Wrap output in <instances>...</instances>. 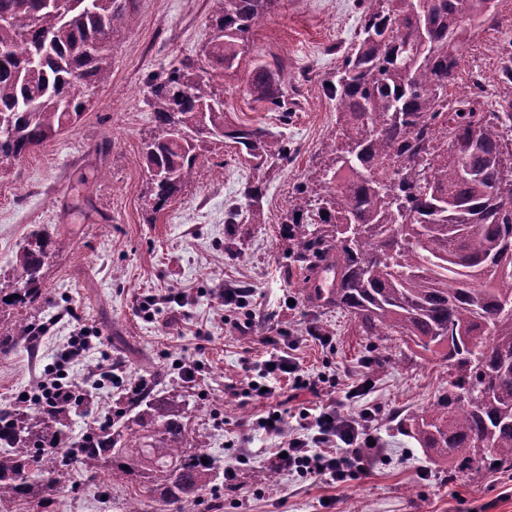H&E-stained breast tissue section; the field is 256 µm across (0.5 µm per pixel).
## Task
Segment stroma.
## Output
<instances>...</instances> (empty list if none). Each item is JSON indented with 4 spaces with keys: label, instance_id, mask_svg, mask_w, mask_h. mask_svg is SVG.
<instances>
[{
    "label": "stroma",
    "instance_id": "obj_1",
    "mask_svg": "<svg viewBox=\"0 0 512 512\" xmlns=\"http://www.w3.org/2000/svg\"><path fill=\"white\" fill-rule=\"evenodd\" d=\"M136 17L112 47V74L92 88V103L63 135L0 164V273L35 226L58 242L44 268V301L28 310L45 324L37 349L17 345L0 355V405L35 394L46 369L82 320L94 347L64 372L88 391L87 413L72 417L81 438L93 421H106L134 379L161 370L159 387L191 394L198 412L190 426L217 463H230L237 478L205 494L190 512H512V471L495 467L449 478L399 427L421 412L448 384V368L432 354L404 350L399 337L363 335L343 312L321 306L304 288L305 273L289 254L294 242L282 232L296 185L323 168L324 146L336 132V112L327 84L341 53L360 26L356 0H281L253 32L234 73L223 80L225 110L253 126L283 132L292 150L286 166L261 171L238 157L232 144L210 143L194 178L161 211L149 204L145 145L156 133L146 97L151 77L178 61L199 58L208 40L213 0H135ZM512 44V0H498L496 23L474 30L461 49L458 74L449 91L469 92L474 72L495 76ZM280 60L279 89L289 113L265 111L250 94L252 62ZM263 180L264 221L226 223L229 207L245 208L247 182ZM246 282L257 307L270 313L268 332L300 336L296 355L310 374L364 373L366 358L379 351L400 353L399 364L376 373L365 401L376 407V434L384 462L368 466L343 485L310 476L280 474L261 487L258 468L269 466L275 446L245 424L262 415L268 401L231 394L244 383L247 366L267 357L256 333L230 326L238 311L225 308L220 289ZM183 294L179 304L143 309L152 296ZM297 306L288 310L285 297ZM331 336L321 345L311 329ZM111 361L117 379L95 388L91 366ZM200 365L201 378L184 381L178 366ZM427 477H419V467ZM126 488L107 475L74 470L71 481L52 493L45 512H125Z\"/></svg>",
    "mask_w": 512,
    "mask_h": 512
}]
</instances>
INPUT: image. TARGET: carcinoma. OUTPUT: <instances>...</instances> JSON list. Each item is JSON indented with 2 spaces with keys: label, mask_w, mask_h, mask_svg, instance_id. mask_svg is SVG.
<instances>
[{
  "label": "carcinoma",
  "mask_w": 512,
  "mask_h": 512,
  "mask_svg": "<svg viewBox=\"0 0 512 512\" xmlns=\"http://www.w3.org/2000/svg\"><path fill=\"white\" fill-rule=\"evenodd\" d=\"M204 59L188 58L153 78L156 123L146 145L152 209L159 212L196 173L204 143L235 145L259 169L290 161L285 136L237 124L216 84L238 67L253 29L280 0H214ZM359 38L329 88L336 134L319 189L295 188L282 230L310 270L326 307L354 319L366 336L448 363V388L407 418L437 465L458 473L512 467V66L473 78L448 98L471 30L495 20L496 0H358ZM135 20L133 0H0V164L19 160L64 133L86 110L85 87L107 83L112 44ZM279 63L254 64L250 92L270 112L288 111L275 88ZM265 186L243 190L246 220L264 223ZM56 242L30 233L0 277V308L42 299L43 269ZM40 328L17 318L0 332V352ZM141 378L113 418L80 441L68 433L84 396L0 407V512L40 506L72 469L130 483L126 512L141 498L185 512L224 482L215 459L189 428L195 407L181 390L162 395ZM482 393L476 401L465 395ZM74 448V457L55 456Z\"/></svg>",
  "instance_id": "carcinoma-1"
}]
</instances>
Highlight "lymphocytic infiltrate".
I'll use <instances>...</instances> for the list:
<instances>
[{
    "instance_id": "1",
    "label": "lymphocytic infiltrate",
    "mask_w": 512,
    "mask_h": 512,
    "mask_svg": "<svg viewBox=\"0 0 512 512\" xmlns=\"http://www.w3.org/2000/svg\"><path fill=\"white\" fill-rule=\"evenodd\" d=\"M262 344L270 346L267 359L254 363L243 391L256 399L274 398L280 379H287L292 389L318 393L335 387L329 375H306L295 355L297 342L293 336H261ZM370 382L357 379L348 386L340 400L297 415L295 421L276 409L259 416L252 430L277 439L280 455L274 463L277 470L301 476L325 478L331 483H345L347 478L364 471L366 464L382 458L383 450L375 444L373 426L375 409L366 405ZM360 404L358 414L344 411L345 402Z\"/></svg>"
}]
</instances>
